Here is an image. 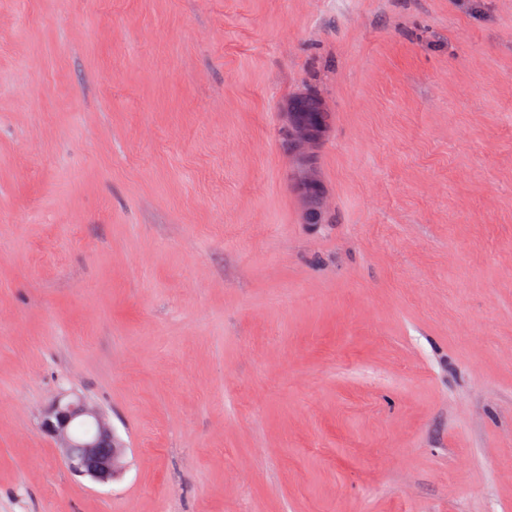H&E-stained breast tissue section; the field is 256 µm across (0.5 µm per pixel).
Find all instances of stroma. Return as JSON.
<instances>
[{
  "mask_svg": "<svg viewBox=\"0 0 512 512\" xmlns=\"http://www.w3.org/2000/svg\"><path fill=\"white\" fill-rule=\"evenodd\" d=\"M0 512H512V0H0ZM284 114L286 133L289 134L295 127H306L315 141L314 149L309 154L293 157L299 172L298 187L309 205L307 216L313 214V224H320L323 220L319 210L320 199L324 191L317 175L315 156L328 129V111L319 97L299 94L288 100L284 106ZM310 145L311 141L307 131L295 129L291 132L290 152L292 154L306 153ZM307 170L314 171L316 176L312 179L302 178L301 174ZM82 422L90 424L92 429L77 438L73 429ZM40 428L61 449L73 475L104 485L123 474L127 448L105 414L83 398L70 394L58 398L42 414Z\"/></svg>",
  "mask_w": 512,
  "mask_h": 512,
  "instance_id": "35a3bbf8",
  "label": "stroma"
}]
</instances>
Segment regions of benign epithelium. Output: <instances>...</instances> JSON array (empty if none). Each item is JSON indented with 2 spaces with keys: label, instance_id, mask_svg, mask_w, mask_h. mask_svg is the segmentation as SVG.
Instances as JSON below:
<instances>
[{
  "label": "benign epithelium",
  "instance_id": "obj_1",
  "mask_svg": "<svg viewBox=\"0 0 512 512\" xmlns=\"http://www.w3.org/2000/svg\"><path fill=\"white\" fill-rule=\"evenodd\" d=\"M310 145L307 131L295 129L291 132V153L303 154ZM82 422L90 424L91 431L78 438L74 435V427ZM40 428L61 449L73 475L104 485L123 474L125 446L105 414L83 398L69 394L58 398L42 414Z\"/></svg>",
  "mask_w": 512,
  "mask_h": 512
}]
</instances>
